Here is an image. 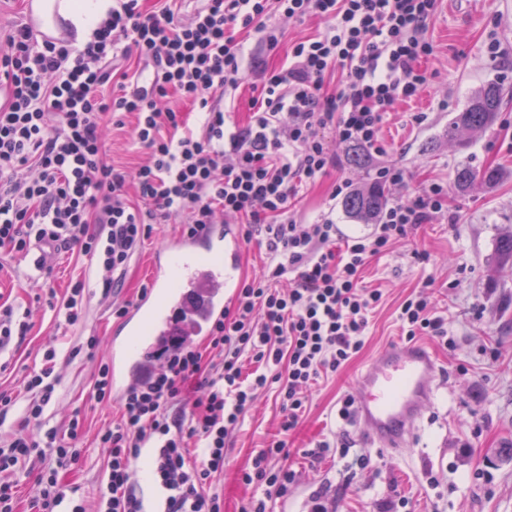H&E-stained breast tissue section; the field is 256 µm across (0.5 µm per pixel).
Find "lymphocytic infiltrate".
<instances>
[{
  "label": "lymphocytic infiltrate",
  "instance_id": "lymphocytic-infiltrate-1",
  "mask_svg": "<svg viewBox=\"0 0 512 512\" xmlns=\"http://www.w3.org/2000/svg\"><path fill=\"white\" fill-rule=\"evenodd\" d=\"M438 0H112L92 41L73 48L14 25L0 38V246L18 253L31 244L88 259L103 295L121 288L134 256L155 225L179 220L194 236L219 219L244 224V240L265 235L270 263L245 279L204 347L172 341L148 379L120 399V415L99 432L106 486L95 510L72 498L69 485L46 469L48 458L82 455L84 417L61 425L44 409L60 382L57 352L23 377L22 394L0 389V422L26 397L18 429L0 447V512H16L18 472L35 477L29 512H144L134 469L150 449V472L164 493L163 512H222L210 488L223 474L234 434L257 395L280 400L279 439L241 472L244 485L264 488L242 512H267L266 498L285 495L295 473L287 437L298 426L310 390L364 346L381 289L364 285L370 258L389 252L414 226L448 215V192L430 184L387 204L373 231L342 239L331 215L304 223L291 213L305 187L335 167L321 136L383 154L380 130L399 101L425 81L419 60L433 53L426 36ZM319 20L316 34L290 43L288 65L259 68L256 48L275 51L282 31L273 16ZM153 68L150 89L139 76ZM257 72L246 127L230 122L226 95ZM197 109L192 128L171 96ZM128 129L147 160L136 170L108 159L111 130ZM87 278L47 304L67 325L85 319ZM407 339L455 344L448 322L426 292L398 307ZM255 363L244 376V361Z\"/></svg>",
  "mask_w": 512,
  "mask_h": 512
}]
</instances>
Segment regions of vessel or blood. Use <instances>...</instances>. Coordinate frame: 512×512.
Instances as JSON below:
<instances>
[{
	"instance_id": "b4317fda",
	"label": "vessel or blood",
	"mask_w": 512,
	"mask_h": 512,
	"mask_svg": "<svg viewBox=\"0 0 512 512\" xmlns=\"http://www.w3.org/2000/svg\"><path fill=\"white\" fill-rule=\"evenodd\" d=\"M241 240L230 224L175 237L153 257L145 291L111 347L112 393L122 395L149 372L150 352L167 336L207 335L240 286ZM440 367L420 344L383 349L358 379L356 416L371 444L404 448L430 402Z\"/></svg>"
}]
</instances>
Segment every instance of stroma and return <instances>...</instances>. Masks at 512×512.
<instances>
[{"label":"stroma","mask_w":512,"mask_h":512,"mask_svg":"<svg viewBox=\"0 0 512 512\" xmlns=\"http://www.w3.org/2000/svg\"><path fill=\"white\" fill-rule=\"evenodd\" d=\"M427 37L434 47L433 55L420 64L427 81L416 97L398 102L387 115L381 128L385 154L372 157L364 167H352L346 146L337 143L333 132H325L336 166L308 187L295 211L308 222L329 211L345 234L370 233L371 225L350 217L341 200L332 199V191L345 178L367 186L378 167L395 164L405 169L407 183L389 188V197L443 184L455 221L416 226L392 252L366 268V282L382 288L385 301L369 321L359 355L313 388L309 410L290 440L295 481L286 496L269 500V512H311L317 501L328 512H382L401 496L409 499L413 512H512V461L497 456L498 449L512 445V275L501 273L498 253L501 237L512 233V0H438ZM493 39L501 49L495 59L486 52ZM489 82L505 90L506 106L495 124L466 146L449 142V120ZM418 112L428 114L425 125L413 123ZM463 163L477 169L500 167L503 177L492 187L458 193L454 174ZM176 234L173 224L155 228L149 245L132 262L120 298L136 297L146 286L150 259ZM416 249L430 252L431 263L414 264L411 253ZM52 266L50 278L36 276L30 255L0 248V301L33 312L32 330L13 356L16 367L40 363L51 346L63 356L80 338L93 334L101 339L96 357L60 364L61 382L48 406L56 424L78 408L86 415L85 451L61 476L92 505L107 481L105 452L95 438L118 419L119 408L92 400L90 379L99 359L109 358L121 326L112 316L111 299L95 289L84 325L58 328L37 298L49 286L64 292L87 265L61 251ZM427 281L435 284L432 302L447 317L455 345L446 348L421 337L441 369L432 407L402 452L369 447L360 428L339 417L338 402L354 395L359 374L385 347L401 342L398 306ZM278 413L270 392L259 396L241 422L216 484L224 512H240L255 495V488L241 483L239 473L273 439ZM340 435L349 445L347 456L330 450L316 462L307 457L315 443ZM367 451L372 466H355V458Z\"/></svg>","instance_id":"stroma-1"}]
</instances>
